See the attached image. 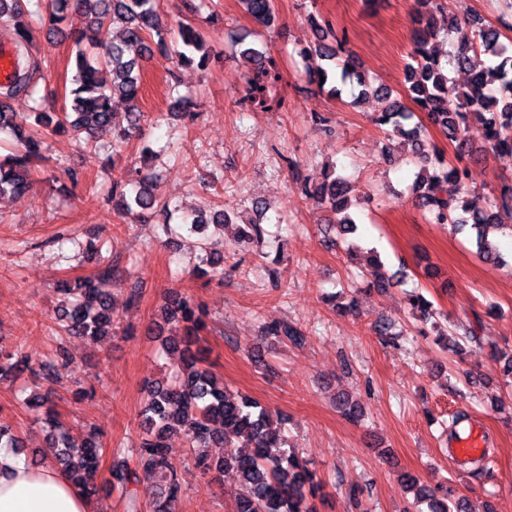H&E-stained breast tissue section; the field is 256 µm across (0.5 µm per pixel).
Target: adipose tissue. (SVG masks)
<instances>
[{
  "mask_svg": "<svg viewBox=\"0 0 512 512\" xmlns=\"http://www.w3.org/2000/svg\"><path fill=\"white\" fill-rule=\"evenodd\" d=\"M0 512H94L68 476L49 463L32 466L0 448Z\"/></svg>",
  "mask_w": 512,
  "mask_h": 512,
  "instance_id": "1",
  "label": "adipose tissue"
}]
</instances>
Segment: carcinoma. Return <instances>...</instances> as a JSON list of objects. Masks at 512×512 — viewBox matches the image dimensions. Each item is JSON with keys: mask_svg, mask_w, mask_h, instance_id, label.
<instances>
[{"mask_svg": "<svg viewBox=\"0 0 512 512\" xmlns=\"http://www.w3.org/2000/svg\"><path fill=\"white\" fill-rule=\"evenodd\" d=\"M253 20L270 28L278 21L274 0H240ZM437 0H414L415 23L411 62L406 65L409 95L414 104L426 114L430 124L449 141L464 147L462 133L470 119L481 122L486 140L502 160L512 162V55L499 42L497 30L486 26L482 19H471L475 30L474 41L448 52L441 61L429 48L439 30L433 5ZM48 13L49 32L73 39L78 49L74 57V74L69 90V110L63 114L47 111L46 97L40 94L38 81L31 74L14 72L11 81L0 85V132L8 131L18 143L16 151L0 158V196L19 198L30 188V172L43 159L44 134H63L70 130L93 134L97 129L114 126L112 102L120 98L128 104L127 126L113 132L112 153L123 142L140 130L144 113L138 107L142 74L153 46H166L168 24L163 17L159 0H0V24H10L16 31L19 44L30 43L27 18L41 12ZM84 19L81 30L65 29L71 17ZM116 28L119 38L109 39L103 32ZM321 31L313 47H304L298 54L305 60L317 58L321 63L308 68L309 76L320 86L329 81H356L358 95L378 94L355 66L354 58L338 45L325 43L329 31L319 24ZM240 53L265 71L266 55L255 43L242 38L238 41ZM174 55L180 67L208 68L210 50L194 25L180 23L174 41ZM471 74L463 87L456 86L449 76L451 70ZM246 99L264 103L268 86L259 76L245 80ZM455 98V110L448 109V99ZM385 106L375 123L388 125L401 134L410 147L409 155L421 165L422 176L416 186L417 207L431 224L465 226L474 232L476 254L487 260L501 259L498 244L488 239L490 228H500L502 213L512 215V184L479 208L473 204L460 205L461 190L468 176L466 168L450 165L438 151H428L427 129L414 121L415 113L391 94H382ZM191 101L179 96L173 103L171 116L193 119L198 113L190 111ZM351 185L336 175L335 169L325 168L305 182L303 192L314 202L334 213H345L339 224L332 225L340 236L355 233L356 221L349 210L352 206ZM113 193L119 195L120 214L130 218L160 210L169 211L154 197L148 178L141 177L131 188L116 183ZM233 223L228 210L218 207L194 210L182 217L179 229L187 234H201L213 225L221 227ZM237 244L261 243L270 235L267 225L253 221L237 225ZM222 242L203 240L200 277L224 278L221 256ZM112 268L102 269L96 276L86 278L72 287L66 282L56 288L66 301L58 310L57 320L62 329L73 336L95 342L112 335L113 302L111 289ZM411 310L420 318L433 317L432 303L422 294L407 296ZM206 314L186 297L167 301L161 311L158 335L169 351L181 354V369L169 380L158 382L148 389V398L142 412V426L146 437L139 447L131 450V458L113 465L106 484L128 491L130 485L142 478L159 482L160 493L153 512H176L180 484L176 468L166 448L167 435L185 427L196 448L202 449L197 465L207 473L232 469L237 473L240 490L235 499L234 512H315L309 504L305 487H315L314 474L293 449L283 447L280 428L273 425L272 413L250 399L236 395L220 383L214 373L203 366L201 350L196 348L199 332L206 327ZM474 320L458 321L437 328L435 342L452 345L481 343ZM263 333L284 343L299 345L303 331L290 323H273L263 327ZM45 422L50 426L48 444L51 459L68 471L73 484L86 496L98 491L101 447L90 440L77 444L61 430L56 413L46 411ZM0 447L14 452L23 450L22 442L8 425L0 421ZM206 448L222 449V456L213 459ZM251 452L242 453L240 449ZM400 483L413 492L414 499L426 502L430 512H472L469 498L448 485L430 486L409 473L399 476Z\"/></svg>", "mask_w": 512, "mask_h": 512, "instance_id": "cac0c4a2", "label": "carcinoma"}]
</instances>
